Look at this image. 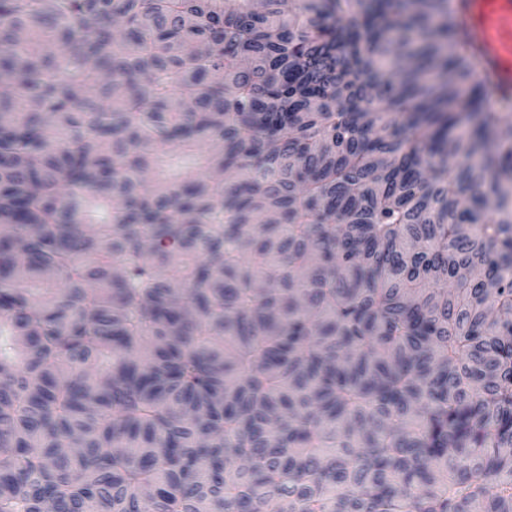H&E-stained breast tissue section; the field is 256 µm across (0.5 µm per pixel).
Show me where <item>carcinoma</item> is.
I'll use <instances>...</instances> for the list:
<instances>
[{"label":"carcinoma","instance_id":"carcinoma-1","mask_svg":"<svg viewBox=\"0 0 512 512\" xmlns=\"http://www.w3.org/2000/svg\"><path fill=\"white\" fill-rule=\"evenodd\" d=\"M286 4L0 0V512H512V97Z\"/></svg>","mask_w":512,"mask_h":512}]
</instances>
